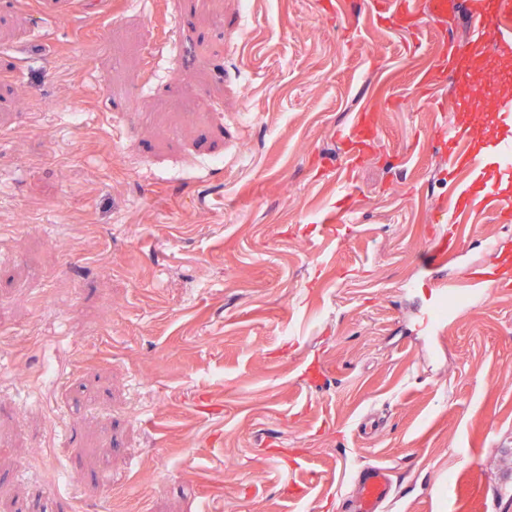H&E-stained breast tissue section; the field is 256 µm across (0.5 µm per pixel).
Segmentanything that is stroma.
<instances>
[{
  "instance_id": "35a3bbf8",
  "label": "stroma",
  "mask_w": 512,
  "mask_h": 512,
  "mask_svg": "<svg viewBox=\"0 0 512 512\" xmlns=\"http://www.w3.org/2000/svg\"><path fill=\"white\" fill-rule=\"evenodd\" d=\"M83 2L0 0V225L42 206L0 237V512H340L370 461L387 512H512V292L417 317L432 243L448 279L512 271L497 211L431 222L417 48L465 42L467 0L443 33L368 0ZM372 106L352 159L333 133Z\"/></svg>"
}]
</instances>
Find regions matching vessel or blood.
Here are the masks:
<instances>
[{"mask_svg": "<svg viewBox=\"0 0 512 512\" xmlns=\"http://www.w3.org/2000/svg\"><path fill=\"white\" fill-rule=\"evenodd\" d=\"M451 0H373L375 15H405L417 25L444 27ZM469 38L454 55L440 54L436 66L421 71L418 85L429 90L440 84L446 71H453L465 87L463 98L453 101L452 111L461 113L458 121L441 122L438 139L448 147V201L435 209L433 223L463 229L475 223L484 202L497 203L502 213L512 212V200L504 191L512 185V98H493L491 90L471 77L464 66L473 49L492 50L498 55L512 54V0H481L468 7ZM379 126L371 111L355 115L352 123L336 129L335 139L361 154ZM435 301L426 311V323L437 328L445 320L441 310L448 300L461 299L477 306L494 294L485 280L465 283L438 281ZM395 494L391 467L366 463L352 478L344 498L345 512H385Z\"/></svg>", "mask_w": 512, "mask_h": 512, "instance_id": "1", "label": "vessel or blood"}]
</instances>
